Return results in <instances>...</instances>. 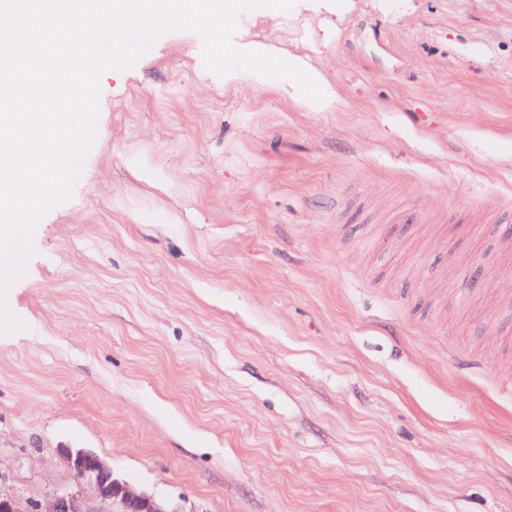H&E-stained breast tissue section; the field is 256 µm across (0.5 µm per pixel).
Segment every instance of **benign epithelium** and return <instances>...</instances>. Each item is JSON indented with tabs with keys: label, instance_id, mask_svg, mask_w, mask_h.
<instances>
[{
	"label": "benign epithelium",
	"instance_id": "7a95c632",
	"mask_svg": "<svg viewBox=\"0 0 512 512\" xmlns=\"http://www.w3.org/2000/svg\"><path fill=\"white\" fill-rule=\"evenodd\" d=\"M56 452L91 492L81 488L57 491L49 512H184L172 500L133 489L112 464L88 449L61 444ZM4 484L0 474V512L40 510L39 504L22 499Z\"/></svg>",
	"mask_w": 512,
	"mask_h": 512
}]
</instances>
